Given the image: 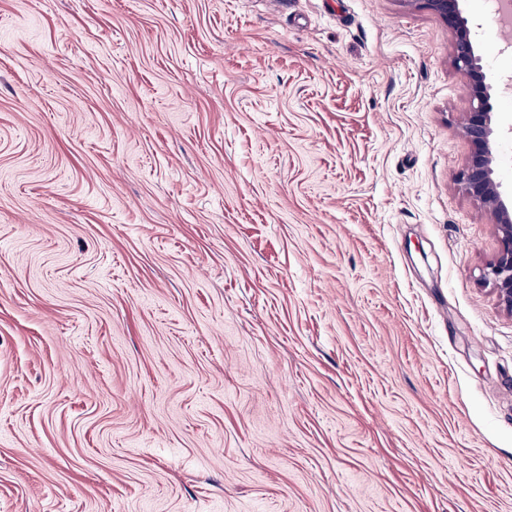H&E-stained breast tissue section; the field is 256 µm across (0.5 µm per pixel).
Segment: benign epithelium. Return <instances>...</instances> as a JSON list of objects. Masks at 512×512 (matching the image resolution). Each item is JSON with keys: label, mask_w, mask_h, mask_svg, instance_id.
<instances>
[{"label": "benign epithelium", "mask_w": 512, "mask_h": 512, "mask_svg": "<svg viewBox=\"0 0 512 512\" xmlns=\"http://www.w3.org/2000/svg\"><path fill=\"white\" fill-rule=\"evenodd\" d=\"M425 4L453 30L454 64L470 86L474 105L467 113L463 133L472 152L462 184L468 195L494 214L500 246L486 267L484 279L492 286L500 305L512 313V206L502 199L500 183L495 178L497 125L490 104V86L485 82L481 57L475 52L459 0H425Z\"/></svg>", "instance_id": "7a95c632"}]
</instances>
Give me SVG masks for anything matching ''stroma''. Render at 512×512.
<instances>
[{"mask_svg":"<svg viewBox=\"0 0 512 512\" xmlns=\"http://www.w3.org/2000/svg\"><path fill=\"white\" fill-rule=\"evenodd\" d=\"M471 107L416 0H0V512H512Z\"/></svg>","mask_w":512,"mask_h":512,"instance_id":"35a3bbf8","label":"stroma"}]
</instances>
